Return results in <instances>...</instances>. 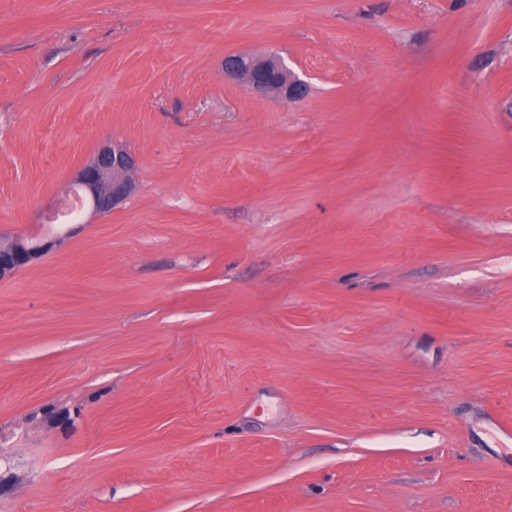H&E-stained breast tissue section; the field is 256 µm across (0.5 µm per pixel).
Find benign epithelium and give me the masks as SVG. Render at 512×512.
<instances>
[{
  "label": "benign epithelium",
  "instance_id": "1",
  "mask_svg": "<svg viewBox=\"0 0 512 512\" xmlns=\"http://www.w3.org/2000/svg\"><path fill=\"white\" fill-rule=\"evenodd\" d=\"M224 76L241 82L257 95H275L286 100L303 98L307 84L285 62L270 55L264 58L232 53L224 56ZM138 162L125 146L114 142L98 150L84 163L71 187L70 197L87 203L98 215H108L127 198L135 183ZM67 234L37 239L18 238L0 246V278L9 277L59 247Z\"/></svg>",
  "mask_w": 512,
  "mask_h": 512
}]
</instances>
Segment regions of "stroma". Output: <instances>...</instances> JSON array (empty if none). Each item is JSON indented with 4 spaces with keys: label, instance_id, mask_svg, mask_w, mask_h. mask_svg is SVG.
<instances>
[{
    "label": "stroma",
    "instance_id": "stroma-1",
    "mask_svg": "<svg viewBox=\"0 0 512 512\" xmlns=\"http://www.w3.org/2000/svg\"><path fill=\"white\" fill-rule=\"evenodd\" d=\"M112 141L0 280V512H512V0H0V235ZM224 76L241 82L257 95H275L286 100L303 98L307 84L275 55L264 58L232 53L224 57ZM137 167L135 156L122 144L112 142L80 167L66 200L74 198L81 205L87 202L96 214L108 215L132 191ZM70 230L64 234L37 239L17 238L11 243L0 246V278L9 277L18 270L33 264L44 254L59 247L70 234Z\"/></svg>",
    "mask_w": 512,
    "mask_h": 512
}]
</instances>
